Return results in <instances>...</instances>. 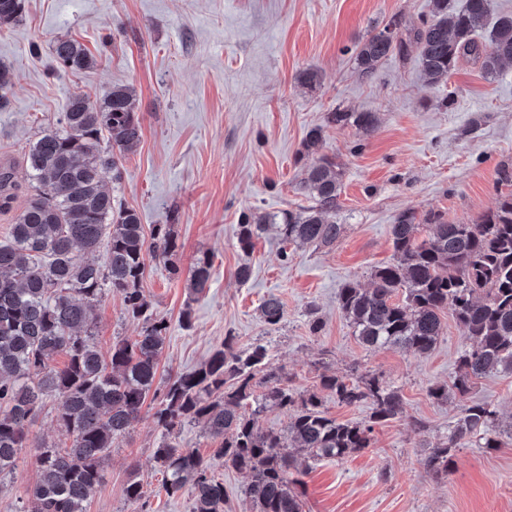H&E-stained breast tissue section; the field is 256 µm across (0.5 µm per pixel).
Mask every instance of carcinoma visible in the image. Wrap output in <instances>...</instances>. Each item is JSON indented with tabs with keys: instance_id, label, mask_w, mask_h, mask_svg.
I'll return each instance as SVG.
<instances>
[{
	"instance_id": "1",
	"label": "carcinoma",
	"mask_w": 512,
	"mask_h": 512,
	"mask_svg": "<svg viewBox=\"0 0 512 512\" xmlns=\"http://www.w3.org/2000/svg\"><path fill=\"white\" fill-rule=\"evenodd\" d=\"M24 9L25 0H0V30L19 22ZM492 11V0H465L461 9L454 0H430L429 20L408 27L401 16H392L357 45L355 60L369 75L415 44L429 85L447 79L462 59L480 63L486 75L495 76L512 65V16H499L483 43L477 34ZM52 58L57 68L70 71L96 63L82 43L70 38L53 43ZM324 122L370 135L379 117L338 109L326 113ZM323 126L309 129L306 147L322 141ZM106 133L113 144L103 151L98 145ZM141 136L133 91L119 85L100 103L86 95L70 97L58 127L41 131L29 143L26 163L37 194L12 224L10 243H0V474L18 466L30 426L44 400L55 396L60 400L57 420L70 445L62 451L45 442L35 445L40 479L18 512H84L112 446L152 397L158 400L155 420L162 429L154 459L167 495L187 490L192 512H227L224 482L208 475L203 456L173 441L185 424L201 423L218 444L214 456L248 476L245 495L252 512H303L306 470L297 466L294 451L338 461L363 451L370 447L374 424L404 416L402 396L375 377L353 382L324 375L321 387L337 403L370 406L369 423L341 422L325 413L320 394L288 386L267 346L243 349L231 334L198 368L157 387L168 325L153 318L140 284L149 252L170 273H179L174 225H156L153 241L146 244L138 213L112 207L102 178L110 169L119 179L118 155L135 152ZM340 176L332 158L319 157L300 182L312 205L275 214L242 212L239 248L252 249L268 224L286 246H334L341 225L327 216L339 206ZM424 223L425 236L419 238L415 215H399L391 228L394 261L375 267L366 287L345 283L337 302L353 335L368 349L427 354L441 336L446 311L465 329L452 386L429 390L437 400L454 396L462 403L446 441L426 459L428 471L445 478L456 449L501 448L504 439H512V430L505 435L494 430L497 410L491 403L471 400L478 379L512 373V195L501 197L471 224H451L435 212L426 214ZM211 268L206 256L194 263L191 295L199 297L210 288ZM107 290L123 299L129 315L143 320L137 338L115 343L108 360L90 334V310ZM260 313L275 326L284 317L283 305L270 297ZM60 354L66 363L52 365ZM273 408L287 414V431L261 426Z\"/></svg>"
}]
</instances>
